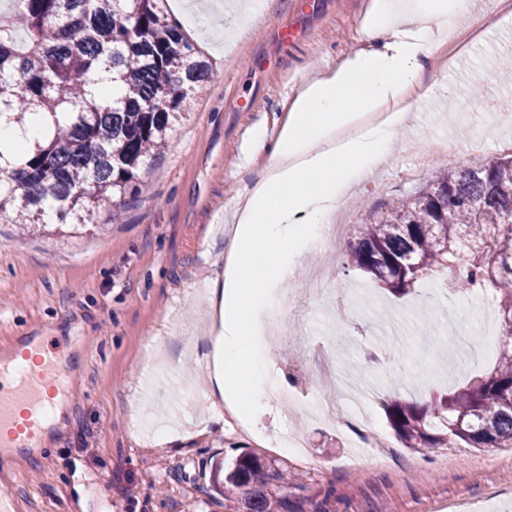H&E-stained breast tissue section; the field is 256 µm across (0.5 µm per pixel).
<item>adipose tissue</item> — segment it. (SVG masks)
<instances>
[{"label": "adipose tissue", "instance_id": "1", "mask_svg": "<svg viewBox=\"0 0 512 512\" xmlns=\"http://www.w3.org/2000/svg\"><path fill=\"white\" fill-rule=\"evenodd\" d=\"M469 11L470 0H372L360 44L298 91L278 138L255 132L267 168L239 197L231 247L208 292L203 382L220 405L216 423L266 405L253 340L267 332L269 298L293 280L297 256L353 182L390 155L437 48Z\"/></svg>", "mask_w": 512, "mask_h": 512}]
</instances>
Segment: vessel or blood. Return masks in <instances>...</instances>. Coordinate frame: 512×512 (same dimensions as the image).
<instances>
[{
	"label": "vessel or blood",
	"instance_id": "b4317fda",
	"mask_svg": "<svg viewBox=\"0 0 512 512\" xmlns=\"http://www.w3.org/2000/svg\"><path fill=\"white\" fill-rule=\"evenodd\" d=\"M71 385L67 369L39 352L33 337L0 349V449L35 447L55 397Z\"/></svg>",
	"mask_w": 512,
	"mask_h": 512
}]
</instances>
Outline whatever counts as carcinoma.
<instances>
[{
	"mask_svg": "<svg viewBox=\"0 0 512 512\" xmlns=\"http://www.w3.org/2000/svg\"><path fill=\"white\" fill-rule=\"evenodd\" d=\"M11 2L0 10V121L18 132L9 155L0 140V220L24 231L90 224L166 147L211 66L166 0ZM29 123L41 138L27 140ZM346 265L396 297L423 278L488 290L505 338L495 365L425 404L389 398L383 410L406 448H511L512 157L442 168L418 195L370 212ZM211 480L226 497L244 490L240 512H303L284 491L306 486L254 452L213 464Z\"/></svg>",
	"mask_w": 512,
	"mask_h": 512,
	"instance_id": "1",
	"label": "carcinoma"
}]
</instances>
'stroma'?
<instances>
[{
    "label": "stroma",
    "instance_id": "1",
    "mask_svg": "<svg viewBox=\"0 0 512 512\" xmlns=\"http://www.w3.org/2000/svg\"><path fill=\"white\" fill-rule=\"evenodd\" d=\"M370 2L277 0L256 19L239 5L206 16L189 36L212 80L126 196L100 202L95 223L60 232L0 223V347L19 332L41 337L73 378L41 446L0 454V489L23 512H238V498L211 489L209 466L245 450L303 474L307 496L334 487L336 512H448L453 499L468 512H512V448L410 450L382 406L429 400L492 365L497 352L479 320L433 281L395 297L344 268L351 227L387 199L415 195L440 167L512 155V82L499 74L512 59V17L490 0H470L391 156L324 224L294 293L275 297L287 338L256 350L270 379L314 396L327 369L351 376L397 466L378 469L331 424L276 400L253 414V431L217 426L198 380L209 353L207 285L241 192L265 171L251 135L278 136L290 98L357 45ZM284 26L295 32L287 42ZM158 421L178 435L165 448L152 442ZM287 431L305 441V459L272 447ZM177 485L189 499L174 497Z\"/></svg>",
    "mask_w": 512,
    "mask_h": 512
}]
</instances>
